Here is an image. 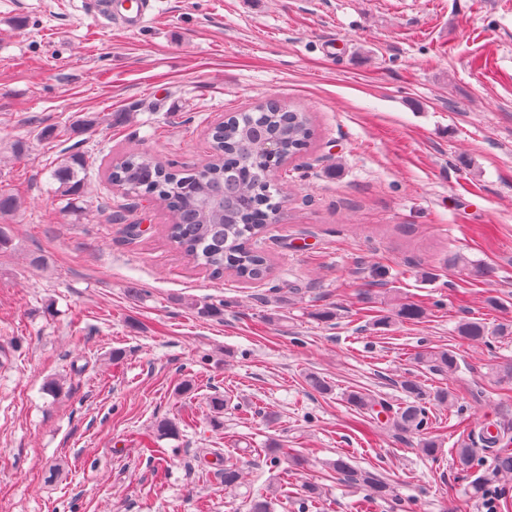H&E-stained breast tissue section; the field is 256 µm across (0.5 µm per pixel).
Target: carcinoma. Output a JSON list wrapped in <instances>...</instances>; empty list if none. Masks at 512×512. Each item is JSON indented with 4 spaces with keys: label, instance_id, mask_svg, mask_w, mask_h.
I'll return each instance as SVG.
<instances>
[{
    "label": "carcinoma",
    "instance_id": "1",
    "mask_svg": "<svg viewBox=\"0 0 512 512\" xmlns=\"http://www.w3.org/2000/svg\"><path fill=\"white\" fill-rule=\"evenodd\" d=\"M312 138V122L306 112L281 108L241 112L236 121L224 129L222 137L212 141L211 155L204 164L185 173L170 170L148 153H129L111 165V183L127 195H147L168 211L172 223L166 231L170 241L195 266L213 278L232 270L245 281H262L268 274L266 254L257 246L258 236L268 224L279 219L280 188L273 179L277 161L257 153L263 141L280 144L281 161L303 152ZM84 158L68 157L54 171L60 189L73 195L81 187L78 178L84 169ZM425 314L423 305L405 301L396 304L393 316L400 322L417 321ZM508 325L489 329L486 323L466 320L458 325L459 337L480 341L489 336H503ZM419 363L441 373L457 372V356L450 350L422 352ZM404 394L400 406L394 408L385 400L362 392L347 394L349 404L366 414L385 415L386 423L411 433L429 428L426 401L447 403L451 392L446 387L434 391L414 380L400 383ZM481 440L496 448L493 470L502 477L512 476V430L505 427H483ZM217 474L224 478V489L237 488L241 480L239 468L215 454ZM339 481L366 491V500L390 496V485L376 472L351 465L340 454L327 463Z\"/></svg>",
    "mask_w": 512,
    "mask_h": 512
}]
</instances>
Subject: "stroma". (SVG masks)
Instances as JSON below:
<instances>
[{"instance_id": "stroma-1", "label": "stroma", "mask_w": 512, "mask_h": 512, "mask_svg": "<svg viewBox=\"0 0 512 512\" xmlns=\"http://www.w3.org/2000/svg\"><path fill=\"white\" fill-rule=\"evenodd\" d=\"M149 15L119 32L99 0H0V193L19 201L0 215L13 237L0 252V512H248L274 439L309 460L280 469L274 512H299L308 484L323 512H356L362 490L326 466L340 454L390 484L372 512H481L479 480L512 512V480L492 477L477 431L512 425V389L490 375L512 361V335L456 330L512 320V0H151ZM268 98L310 112L313 140L274 173L285 198L259 240L266 279L215 280L107 164L141 150L196 167L213 123ZM76 152L83 186L64 198L52 173ZM404 298L425 318L361 317ZM204 303L223 316L198 315ZM443 349L454 377L416 360ZM407 378L454 393L429 409L436 458L346 400L398 405ZM187 414L195 427L157 436ZM152 435L160 471L142 451ZM463 446L481 466L457 465ZM207 448L241 465L237 490L201 467ZM509 324H499L493 330L485 322L478 320H466L458 325V334L462 340L480 341L492 336H505L508 333Z\"/></svg>"}]
</instances>
